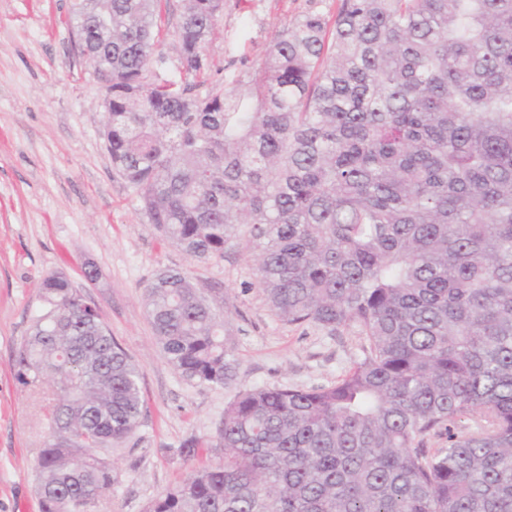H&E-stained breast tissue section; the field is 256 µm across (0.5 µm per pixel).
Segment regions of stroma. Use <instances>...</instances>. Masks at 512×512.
Listing matches in <instances>:
<instances>
[{
  "instance_id": "35a3bbf8",
  "label": "stroma",
  "mask_w": 512,
  "mask_h": 512,
  "mask_svg": "<svg viewBox=\"0 0 512 512\" xmlns=\"http://www.w3.org/2000/svg\"><path fill=\"white\" fill-rule=\"evenodd\" d=\"M72 0H0V512H41L34 469L47 441L41 394L13 367L41 283L61 272L95 303L140 369L144 418L110 459L118 482L95 512H144L193 462L169 451L189 437L213 439L237 391L268 384L336 382L361 360L363 341L291 324L256 283L245 241L199 262L162 241L136 194L112 169L101 136L104 90L75 52ZM340 0H235L206 47L203 95L247 77L274 35L309 12L334 19ZM97 271L87 279L86 265ZM175 268L224 297L225 333L240 361L237 384L212 388L180 377L163 357L143 302L147 284Z\"/></svg>"
}]
</instances>
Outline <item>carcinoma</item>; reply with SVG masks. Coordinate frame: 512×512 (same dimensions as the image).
<instances>
[{
	"instance_id": "1",
	"label": "carcinoma",
	"mask_w": 512,
	"mask_h": 512,
	"mask_svg": "<svg viewBox=\"0 0 512 512\" xmlns=\"http://www.w3.org/2000/svg\"><path fill=\"white\" fill-rule=\"evenodd\" d=\"M181 2L161 79L160 0H73L112 77L113 169L165 241L203 261L246 239L279 316L365 345L334 384L238 392L224 457L146 512H512V0H341L333 30L305 15L204 97L226 0ZM41 288L14 360L56 391L36 492L42 512H94L117 483L107 453L141 424L140 371L65 274ZM144 301L182 378L236 383L224 300L167 269ZM433 433L448 447L429 452Z\"/></svg>"
}]
</instances>
